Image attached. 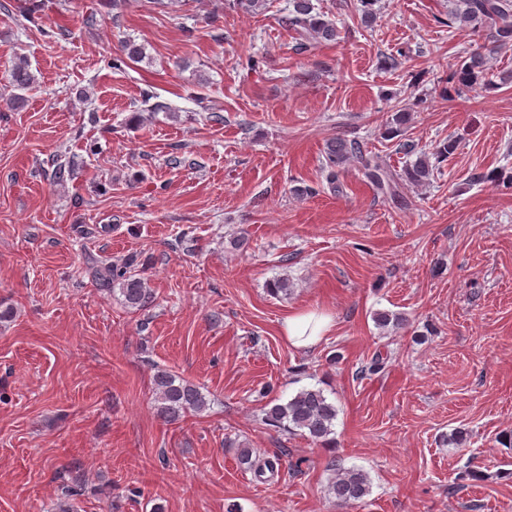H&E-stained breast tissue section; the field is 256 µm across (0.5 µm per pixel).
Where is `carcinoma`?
<instances>
[{
    "label": "carcinoma",
    "mask_w": 512,
    "mask_h": 512,
    "mask_svg": "<svg viewBox=\"0 0 512 512\" xmlns=\"http://www.w3.org/2000/svg\"><path fill=\"white\" fill-rule=\"evenodd\" d=\"M360 22L366 27L376 20L373 5L376 0H356ZM290 9L279 18L282 26L299 36L298 49L310 45L336 41V24L316 11L313 0H289ZM448 23L460 28L484 31L492 44V49L512 47V0H452L448 9ZM489 66V55L475 49L461 58L452 76V82L470 87L484 81ZM10 86L15 90L9 104L23 99V93L36 86L35 74L28 61L18 59L10 74ZM401 148L407 155H416V160L405 169V178L413 186L426 184L433 175V165L428 154L414 142H406ZM358 163L365 177L377 193L393 195L396 180L391 170L379 157L363 150L361 143L337 137L328 145L322 170L325 179L338 190L341 188L339 176L345 165ZM131 263L122 265L102 264L93 269L96 285L103 290H111L112 284L121 285L120 291L127 307L144 310L152 302V291L143 279L128 274ZM405 319L389 312L375 314V323L380 328H403ZM155 410L165 422H173L187 414H200L208 408V399L196 384L177 378L165 369H159L154 376ZM337 418L336 405L321 388L310 387L299 390L285 403H276L265 410L268 425L288 433L299 432L315 443L329 440L334 433ZM240 462L254 476L262 478L266 473H275L281 465L278 456L253 455V449L244 448L240 452ZM371 482L368 474L358 468H345L333 465L326 485L327 495L336 505L347 506L364 500L370 494Z\"/></svg>",
    "instance_id": "cac0c4a2"
}]
</instances>
